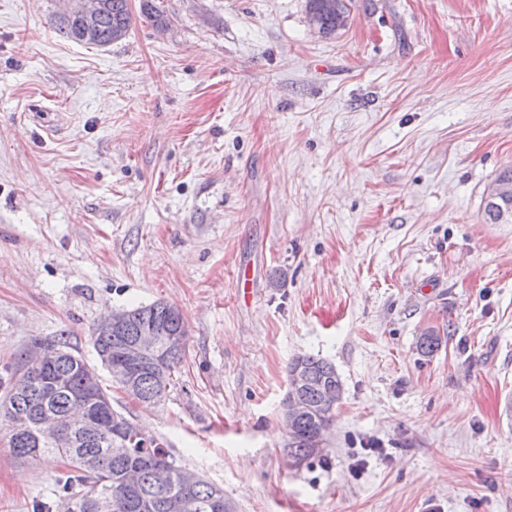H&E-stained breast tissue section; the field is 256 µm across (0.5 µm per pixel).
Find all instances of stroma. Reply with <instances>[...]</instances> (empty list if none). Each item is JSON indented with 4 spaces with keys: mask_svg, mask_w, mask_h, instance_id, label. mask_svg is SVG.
I'll return each mask as SVG.
<instances>
[{
    "mask_svg": "<svg viewBox=\"0 0 512 512\" xmlns=\"http://www.w3.org/2000/svg\"><path fill=\"white\" fill-rule=\"evenodd\" d=\"M107 47L0 0V367L113 311L188 331L165 402L99 380L237 512H512V0H152ZM248 290H241L240 278ZM439 331L432 354L420 336ZM330 361L320 458L282 448L289 361ZM0 440V512H59ZM351 2V0H306V15L314 17L316 21L308 20L310 30L320 37L323 32L325 38L336 36L348 25ZM496 182L503 188V197L493 205L487 202H493L500 193V188L495 182H490L485 189V206L484 214L486 219L493 224L497 223H511L509 220H500L502 209L509 211L512 210V167L507 168L500 172L495 178Z\"/></svg>",
    "mask_w": 512,
    "mask_h": 512,
    "instance_id": "obj_1",
    "label": "stroma"
}]
</instances>
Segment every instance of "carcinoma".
Masks as SVG:
<instances>
[{
    "label": "carcinoma",
    "mask_w": 512,
    "mask_h": 512,
    "mask_svg": "<svg viewBox=\"0 0 512 512\" xmlns=\"http://www.w3.org/2000/svg\"><path fill=\"white\" fill-rule=\"evenodd\" d=\"M351 0H305L306 15L314 17L324 36L333 37L349 22ZM132 22L129 0H103V8L94 34L84 38L81 19L61 15L56 30L68 40L92 47H105L126 35ZM496 182L503 197L484 206L486 219L500 222L502 211L512 209V167L500 172ZM123 327L107 334L96 328L93 346L96 352L112 350V381L125 389L128 371L124 353L144 332L155 326L162 329L158 341L163 348L161 365L148 362L138 372L129 395L134 399L163 401L173 383L174 372L186 352L187 330L178 308L163 301L120 311ZM441 342L440 334L426 331L419 339L424 354L433 353ZM57 348L52 358L38 366H27L26 351L14 358L13 366L26 368L24 385L9 395L14 415L28 420L39 414L52 417L54 426L66 429L72 423L73 409L90 413L96 428L72 436V446L56 447L36 427L26 435L8 436L7 447L20 459L34 463L61 462L59 486L65 493L63 512H235L224 508V489L201 475L175 464L166 445L143 428L140 437L130 444L113 425L112 410L96 403L79 402L75 390L80 388L91 367L67 350L66 343L51 342ZM306 377L299 386L303 413L294 419L295 437L288 442L291 457L308 461L314 458L313 440L325 434L334 421V410L327 401V391L342 388L335 367L311 355H301L288 364V374L295 370ZM70 378L71 388L56 384L57 377ZM194 480H189L190 475Z\"/></svg>",
    "instance_id": "1"
}]
</instances>
